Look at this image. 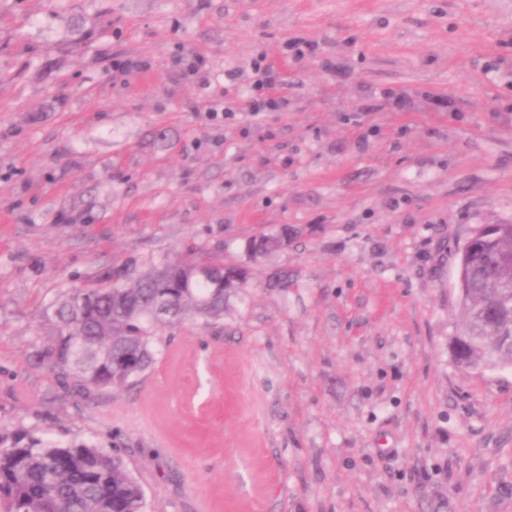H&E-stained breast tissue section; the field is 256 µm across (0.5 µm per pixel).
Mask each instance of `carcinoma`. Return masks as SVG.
Segmentation results:
<instances>
[{
    "label": "carcinoma",
    "instance_id": "carcinoma-1",
    "mask_svg": "<svg viewBox=\"0 0 512 512\" xmlns=\"http://www.w3.org/2000/svg\"><path fill=\"white\" fill-rule=\"evenodd\" d=\"M299 233L285 225L252 238L249 261ZM199 267L213 278L201 279ZM458 271L464 326L450 341L456 362L512 367V224L476 228L460 251ZM249 276L246 265L202 260L192 248L174 260L102 268L90 287L49 304L55 336L31 352L29 363L65 392L89 396L131 386L156 364L163 326L188 316L216 323L224 292L244 287ZM0 512H147V503L120 447L61 443L34 429L0 427Z\"/></svg>",
    "mask_w": 512,
    "mask_h": 512
}]
</instances>
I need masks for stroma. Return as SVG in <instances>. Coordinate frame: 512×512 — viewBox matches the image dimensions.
I'll return each instance as SVG.
<instances>
[{
	"label": "stroma",
	"instance_id": "obj_1",
	"mask_svg": "<svg viewBox=\"0 0 512 512\" xmlns=\"http://www.w3.org/2000/svg\"><path fill=\"white\" fill-rule=\"evenodd\" d=\"M510 223L512 0H0V425L120 442L147 512H512V368L449 348L456 252ZM285 224L139 384L30 366L99 268ZM263 72L265 74L263 87H265L267 91L251 100L249 112H251L252 115L259 112L276 111L282 107V102L269 92L275 83V76L273 72L268 67L264 68ZM300 230L288 227V225L279 227L274 232L262 233L248 241L246 251L249 262H259L261 259L271 255L280 249L279 240L283 237L290 240L296 238Z\"/></svg>",
	"mask_w": 512,
	"mask_h": 512
}]
</instances>
